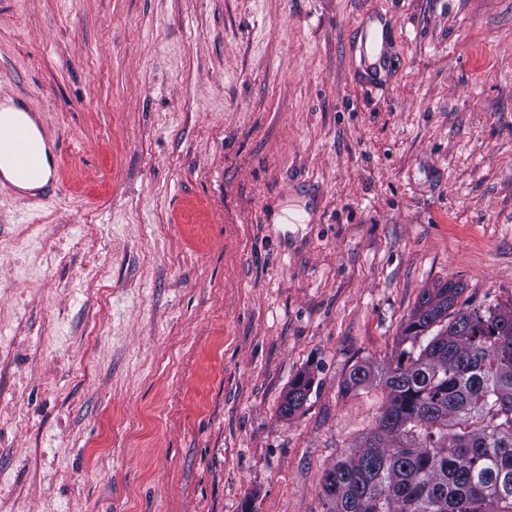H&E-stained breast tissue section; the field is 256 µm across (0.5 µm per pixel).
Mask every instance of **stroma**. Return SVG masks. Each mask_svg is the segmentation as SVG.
<instances>
[{
	"instance_id": "obj_1",
	"label": "stroma",
	"mask_w": 512,
	"mask_h": 512,
	"mask_svg": "<svg viewBox=\"0 0 512 512\" xmlns=\"http://www.w3.org/2000/svg\"><path fill=\"white\" fill-rule=\"evenodd\" d=\"M0 92L62 165L0 192V512H324L352 368L512 303V0H0ZM312 386V379L303 374L297 377L288 388V397L280 405L279 413L282 418H292L304 405Z\"/></svg>"
}]
</instances>
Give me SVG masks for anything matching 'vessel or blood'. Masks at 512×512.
<instances>
[{
	"mask_svg": "<svg viewBox=\"0 0 512 512\" xmlns=\"http://www.w3.org/2000/svg\"><path fill=\"white\" fill-rule=\"evenodd\" d=\"M51 134L42 113H32L30 121H22L0 113V189H11L13 182H27L33 189L28 196L45 201L61 180V164L54 152H41L39 140H50Z\"/></svg>",
	"mask_w": 512,
	"mask_h": 512,
	"instance_id": "b4317fda",
	"label": "vessel or blood"
}]
</instances>
